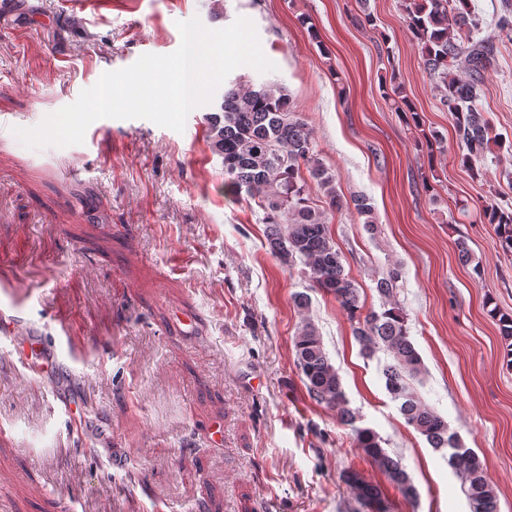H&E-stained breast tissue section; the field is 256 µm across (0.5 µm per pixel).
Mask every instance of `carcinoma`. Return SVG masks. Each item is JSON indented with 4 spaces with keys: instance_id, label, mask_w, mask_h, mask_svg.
Segmentation results:
<instances>
[{
    "instance_id": "carcinoma-1",
    "label": "carcinoma",
    "mask_w": 512,
    "mask_h": 512,
    "mask_svg": "<svg viewBox=\"0 0 512 512\" xmlns=\"http://www.w3.org/2000/svg\"><path fill=\"white\" fill-rule=\"evenodd\" d=\"M402 9L421 48L425 70L445 88L442 106L456 119V134L466 150L463 162L469 164L484 156L491 145L501 144L476 106L480 76L490 65L491 48L472 36L477 19L471 0H403ZM458 65L469 72L470 79L457 76ZM206 121L210 148L224 161V195L235 200L245 193L263 210L272 255L285 265L300 260L310 290L336 299L347 313L363 357L385 354L381 365L385 389L399 404L406 424L443 452V458L460 475L471 512H496L495 489L478 455L463 447L456 434L448 433V423L413 386L421 372V357L410 339L407 315L396 300L402 278L399 267L389 268L376 282L378 294L385 299L381 310L362 314L357 285L329 234L325 212L310 198L307 179L323 192L331 212H341L352 204L368 217L371 206L367 200H348L336 190L335 178L320 161L308 124L274 83L258 89L232 84L224 90L220 111L208 114ZM482 212L488 223L498 225L502 250L512 253V211L489 203ZM294 347L296 366L310 397L336 411L340 420L352 427L366 457L405 499L416 500L417 489L401 461L383 448L384 440L377 432L356 425L358 416L348 407L340 376L313 322H304ZM342 480L361 506L383 503L381 488L358 472L345 470Z\"/></svg>"
}]
</instances>
